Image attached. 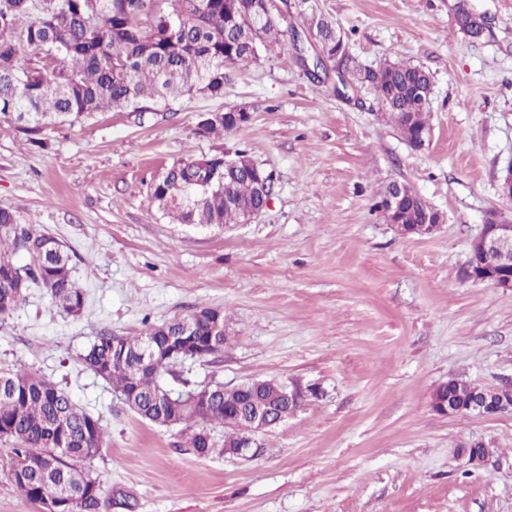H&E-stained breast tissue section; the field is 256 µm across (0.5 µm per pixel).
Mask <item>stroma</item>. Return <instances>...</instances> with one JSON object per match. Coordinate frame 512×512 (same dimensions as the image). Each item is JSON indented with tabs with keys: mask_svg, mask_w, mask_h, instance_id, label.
Returning a JSON list of instances; mask_svg holds the SVG:
<instances>
[{
	"mask_svg": "<svg viewBox=\"0 0 512 512\" xmlns=\"http://www.w3.org/2000/svg\"><path fill=\"white\" fill-rule=\"evenodd\" d=\"M488 14L477 40L458 2ZM306 34L331 18L361 65L404 60L433 75L431 143L411 149L373 93L313 82L292 55L231 66L220 98L187 95L166 115L102 112L45 130L44 146L0 122V208L51 235L88 294L75 316L42 288L0 316V371L27 369L99 417L106 444L89 467L103 494L137 512H512V414L435 412L451 378L512 382V291L463 280L512 163V0H288ZM244 108L240 131L204 138L203 113ZM246 150L276 178L268 205L223 231L176 224L151 185L174 163ZM409 185L445 216L432 234L397 235L379 202ZM209 306L233 336L223 353L163 375L171 389L274 379L300 407L261 435L254 457H200L181 427L140 419L80 356L104 332ZM484 441L481 468L457 447ZM0 438V512H41L9 481Z\"/></svg>",
	"mask_w": 512,
	"mask_h": 512,
	"instance_id": "stroma-1",
	"label": "stroma"
}]
</instances>
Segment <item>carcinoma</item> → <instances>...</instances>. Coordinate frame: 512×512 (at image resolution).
<instances>
[{"mask_svg":"<svg viewBox=\"0 0 512 512\" xmlns=\"http://www.w3.org/2000/svg\"><path fill=\"white\" fill-rule=\"evenodd\" d=\"M265 10L264 0H0V120L28 136L41 135L57 121L81 120L99 112H168L183 95L201 93L221 98L229 80L226 66L258 61L277 50L299 54L288 45L287 22L274 13L260 26L249 16ZM456 25L472 38L481 26L466 4L457 6ZM309 27L320 36L326 57L340 61L342 81L367 86L383 112L409 143L431 129L427 99L433 80L423 66L385 59L360 69L333 21L314 17ZM30 49L57 57L51 69L36 68L37 60L20 63ZM210 117L201 137L241 130L248 118ZM236 167L224 170V152L204 154L173 164L153 184L158 208L180 224L221 226L238 224L245 210H260L264 196L252 177L247 151L235 153ZM20 252L29 257L21 265ZM44 288L64 311L80 315L86 292L72 276L63 245L45 233H34L0 208V316L9 314L31 286ZM211 307L185 317L152 324L153 335L104 333L80 355L86 369L133 401V411L157 425L193 423L187 437L192 451L207 457L216 452L208 426H224V448H237L256 436L245 413L246 392L262 391L275 418L285 419L298 406L280 397L282 384L249 380L232 389L222 384L203 387L207 402L195 403L198 388L177 393L161 383L164 373L184 363L169 354L182 324L189 325L186 342L204 358L224 351L230 336H214ZM477 390L474 384L451 379L438 388L441 398L458 410ZM13 439L15 458L31 459L13 486L30 502L47 494L62 496L66 512H112V497L102 494L84 462L105 443L100 419L81 407L72 395L52 381L28 370L0 371V437Z\"/></svg>","mask_w":512,"mask_h":512,"instance_id":"cac0c4a2","label":"carcinoma"}]
</instances>
